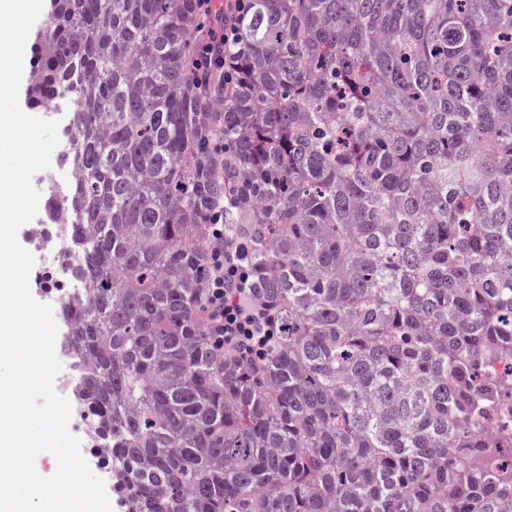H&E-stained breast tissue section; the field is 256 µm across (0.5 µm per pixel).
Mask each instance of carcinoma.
I'll return each instance as SVG.
<instances>
[{
  "instance_id": "1",
  "label": "carcinoma",
  "mask_w": 512,
  "mask_h": 512,
  "mask_svg": "<svg viewBox=\"0 0 512 512\" xmlns=\"http://www.w3.org/2000/svg\"><path fill=\"white\" fill-rule=\"evenodd\" d=\"M50 0L62 350L123 512H512V0ZM256 364L207 332L210 219ZM42 118L60 120L58 135L60 143L51 157L50 168L33 180L34 186L42 196L60 195L75 182L76 168L70 162L72 157V119L71 108L66 98H59L48 104Z\"/></svg>"
}]
</instances>
